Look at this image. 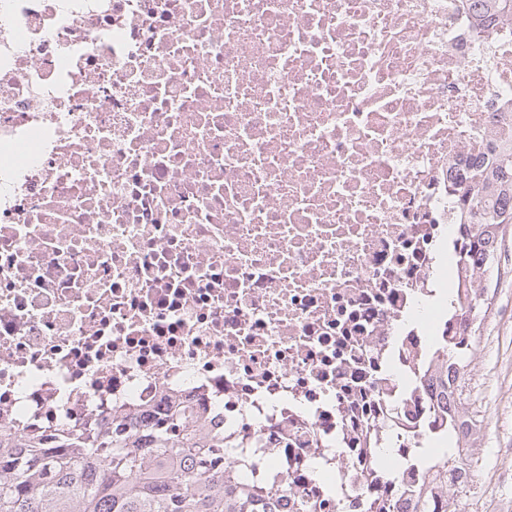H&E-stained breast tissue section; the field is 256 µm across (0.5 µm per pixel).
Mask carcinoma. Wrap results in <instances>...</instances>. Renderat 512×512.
Here are the masks:
<instances>
[{"label": "carcinoma", "instance_id": "carcinoma-1", "mask_svg": "<svg viewBox=\"0 0 512 512\" xmlns=\"http://www.w3.org/2000/svg\"><path fill=\"white\" fill-rule=\"evenodd\" d=\"M488 24L512 18V0H471ZM468 204L461 212L470 249L460 253L455 301L471 326L437 360L440 398L448 400V430L476 436L477 420L462 398L463 359L476 350V332L488 308V283L497 265L504 228L512 224V143L473 159L461 176ZM140 434L115 425L108 432L85 426L50 433L24 448L0 435V512H280V493L245 484L224 461V441L171 412H147ZM433 476L415 489L417 512H435L448 484L464 486L471 465L448 474V442Z\"/></svg>", "mask_w": 512, "mask_h": 512}]
</instances>
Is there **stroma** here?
Listing matches in <instances>:
<instances>
[{
    "instance_id": "obj_1",
    "label": "stroma",
    "mask_w": 512,
    "mask_h": 512,
    "mask_svg": "<svg viewBox=\"0 0 512 512\" xmlns=\"http://www.w3.org/2000/svg\"><path fill=\"white\" fill-rule=\"evenodd\" d=\"M502 250L505 260L464 371L465 408L481 430L473 480L452 490L462 512H512V227Z\"/></svg>"
}]
</instances>
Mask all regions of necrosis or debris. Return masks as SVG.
I'll use <instances>...</instances> for the list:
<instances>
[{
  "label": "necrosis or debris",
  "mask_w": 512,
  "mask_h": 512,
  "mask_svg": "<svg viewBox=\"0 0 512 512\" xmlns=\"http://www.w3.org/2000/svg\"><path fill=\"white\" fill-rule=\"evenodd\" d=\"M506 136L468 0H0V430L175 396L283 512H412Z\"/></svg>",
  "instance_id": "obj_1"
}]
</instances>
